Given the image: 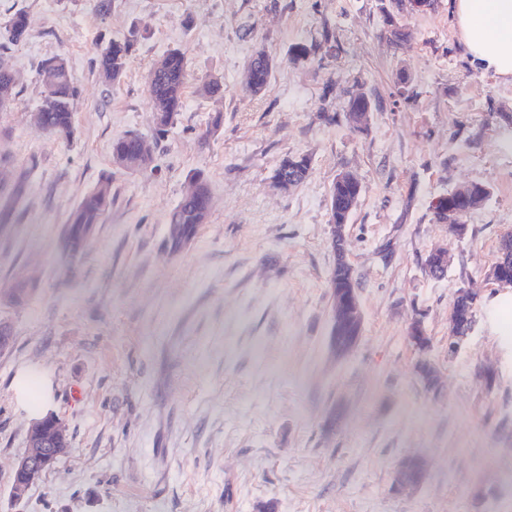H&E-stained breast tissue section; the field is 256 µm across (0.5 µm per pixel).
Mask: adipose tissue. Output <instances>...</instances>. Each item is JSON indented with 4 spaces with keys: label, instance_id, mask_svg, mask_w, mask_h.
<instances>
[{
    "label": "adipose tissue",
    "instance_id": "1",
    "mask_svg": "<svg viewBox=\"0 0 512 512\" xmlns=\"http://www.w3.org/2000/svg\"><path fill=\"white\" fill-rule=\"evenodd\" d=\"M451 7L472 63L512 81V0H451Z\"/></svg>",
    "mask_w": 512,
    "mask_h": 512
}]
</instances>
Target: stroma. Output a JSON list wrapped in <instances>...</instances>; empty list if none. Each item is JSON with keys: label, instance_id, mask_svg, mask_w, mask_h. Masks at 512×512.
<instances>
[{"label": "stroma", "instance_id": "obj_1", "mask_svg": "<svg viewBox=\"0 0 512 512\" xmlns=\"http://www.w3.org/2000/svg\"><path fill=\"white\" fill-rule=\"evenodd\" d=\"M0 0V24L25 10L12 46L20 83L0 112V152L28 170L13 223L0 227V295L15 278L39 284L0 304L13 330L0 353V512H512V290L488 279L512 232V83L473 66L449 0L401 12L391 0ZM137 28L119 84L98 75L102 40ZM331 31L336 52L294 63L290 48ZM187 51L190 80L174 126L140 173L114 165L112 140L153 135L152 63ZM275 60L259 96L240 91L257 50ZM64 55L79 90L73 138L32 121L41 61ZM223 77V97L199 92ZM373 103L367 129L345 119L350 93ZM220 131L201 142L214 113ZM305 154L308 178L271 185L283 158ZM206 175L212 211L180 252L167 216ZM353 172L362 194L346 226L363 328L342 358L329 352L335 264L330 189ZM112 177V206L77 262L59 239L82 194ZM481 183L485 203L451 236L432 205ZM445 246L442 278L423 260ZM481 300L473 331L448 351L459 289ZM421 321L439 393L416 374L409 330ZM492 371L493 386L483 373ZM44 375L67 453L21 501L10 496L31 417L16 373ZM344 419L331 433L335 406ZM428 462L424 483L393 489L399 461ZM37 287V279L33 275L18 277L8 293L1 299L6 305H21Z\"/></svg>", "mask_w": 512, "mask_h": 512}]
</instances>
